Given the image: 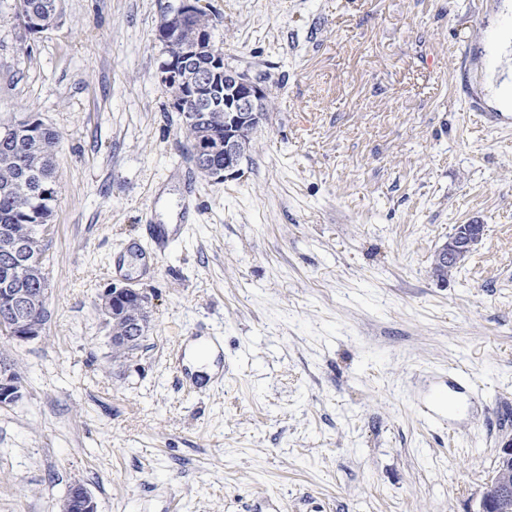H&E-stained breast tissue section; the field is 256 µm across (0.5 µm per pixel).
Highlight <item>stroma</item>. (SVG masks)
Returning <instances> with one entry per match:
<instances>
[{"mask_svg":"<svg viewBox=\"0 0 512 512\" xmlns=\"http://www.w3.org/2000/svg\"><path fill=\"white\" fill-rule=\"evenodd\" d=\"M205 2L272 93L223 183L155 78L159 0H62L38 33L0 0V127L60 136L50 317L0 334L22 387L0 405V512H60L76 482L99 512H475L512 439V128L461 99L458 51L503 0ZM475 221L478 249L433 276ZM113 286L150 311L119 359L95 307ZM193 336L224 350L204 390L173 364ZM483 224H459L434 253L432 273L438 278L459 269L483 238Z\"/></svg>","mask_w":512,"mask_h":512,"instance_id":"stroma-1","label":"stroma"}]
</instances>
